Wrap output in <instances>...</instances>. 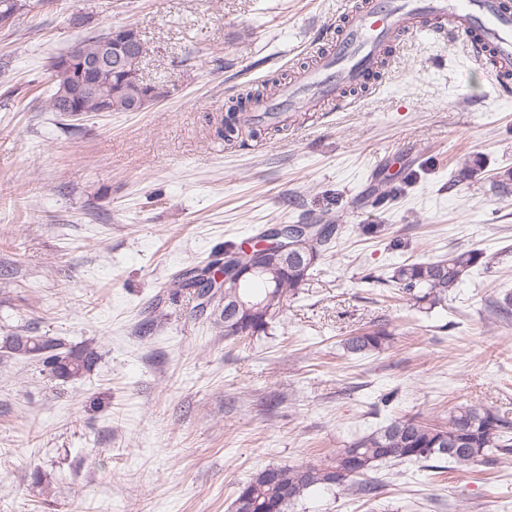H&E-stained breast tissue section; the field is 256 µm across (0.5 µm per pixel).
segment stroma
<instances>
[{"label": "stroma", "mask_w": 512, "mask_h": 512, "mask_svg": "<svg viewBox=\"0 0 512 512\" xmlns=\"http://www.w3.org/2000/svg\"><path fill=\"white\" fill-rule=\"evenodd\" d=\"M344 0H47L0 29V337L25 327L101 358L76 380L0 349V512H232L272 465L320 462L393 414L471 401L512 423V97L445 42L406 37L344 112H299L264 152L212 125L246 84L309 61ZM133 24L141 112L46 111L55 56ZM470 161V183L454 186ZM415 180L404 195L384 191ZM332 224V247L270 335L228 337L172 291L272 224ZM479 249L447 307L391 300L406 261ZM387 328L365 357L342 343ZM377 492L311 489L291 512H512V457L482 476L381 462Z\"/></svg>", "instance_id": "stroma-1"}]
</instances>
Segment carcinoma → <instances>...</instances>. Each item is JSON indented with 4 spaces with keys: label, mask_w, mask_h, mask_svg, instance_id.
I'll return each mask as SVG.
<instances>
[{
    "label": "carcinoma",
    "mask_w": 512,
    "mask_h": 512,
    "mask_svg": "<svg viewBox=\"0 0 512 512\" xmlns=\"http://www.w3.org/2000/svg\"><path fill=\"white\" fill-rule=\"evenodd\" d=\"M43 0H0V15H17L30 11ZM52 93L47 108L52 112L81 114L99 112H129L134 99L144 88L125 80L124 73L114 69L85 75L84 81L108 92L102 98L93 92L75 94L79 81L77 70L63 63L51 70ZM280 84L271 78L261 84L247 85L229 106L221 119L217 135L228 146L245 144L262 135L278 133L282 128L260 118H250L246 110L251 103L270 95ZM489 266L479 249H453L431 262L402 263L392 272L391 282L403 297L431 310L446 306L459 286L480 267ZM213 263L195 266L177 275L171 287L187 291L196 299L202 290L212 285L208 277ZM313 265L305 259H295L282 266L277 282L249 278L247 292L262 303L240 335L265 334L280 310L285 296H294L305 284ZM493 314L503 320L512 317V292L493 303ZM391 334L384 330L358 333L347 337L343 347L347 353L360 357L380 352L389 345ZM0 346L20 358L35 360L64 379H78L89 372L98 358L94 348L74 350L52 336L35 335L28 329L17 330L0 341ZM512 425L495 411L471 403H457L448 408L442 424L431 423L418 415L394 416L389 421L336 449L324 462L295 466H272L253 475L242 484L236 499L244 500L248 512H288V509L315 486L346 487L354 479L374 469L376 463L393 459L400 462L440 463L447 461L467 470L475 465H496L499 459L512 453ZM273 472V478L265 474Z\"/></svg>",
    "instance_id": "obj_1"
}]
</instances>
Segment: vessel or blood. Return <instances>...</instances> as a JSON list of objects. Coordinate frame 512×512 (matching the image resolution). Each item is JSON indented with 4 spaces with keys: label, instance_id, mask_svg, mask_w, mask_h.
Segmentation results:
<instances>
[{
    "label": "vessel or blood",
    "instance_id": "vessel-or-blood-1",
    "mask_svg": "<svg viewBox=\"0 0 512 512\" xmlns=\"http://www.w3.org/2000/svg\"><path fill=\"white\" fill-rule=\"evenodd\" d=\"M506 0H345L335 29L313 41L311 65L297 69L280 93L251 104L287 120L293 112H340L350 93L373 86L396 34L463 37L470 59L490 64L503 95L512 94V8Z\"/></svg>",
    "mask_w": 512,
    "mask_h": 512
}]
</instances>
